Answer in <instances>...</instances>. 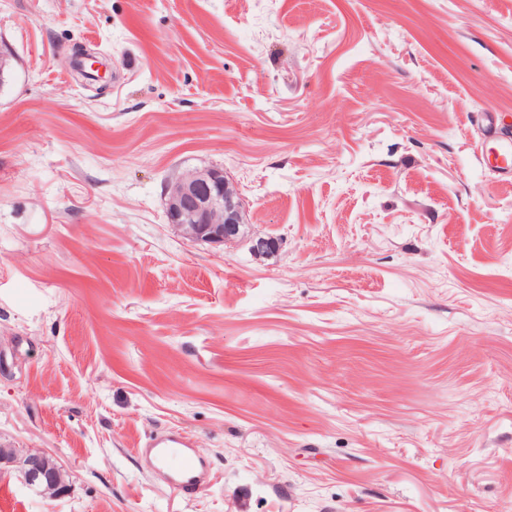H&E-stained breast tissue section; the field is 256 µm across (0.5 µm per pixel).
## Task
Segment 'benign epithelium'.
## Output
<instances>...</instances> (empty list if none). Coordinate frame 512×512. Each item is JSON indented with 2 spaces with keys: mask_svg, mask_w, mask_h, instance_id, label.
I'll return each mask as SVG.
<instances>
[{
  "mask_svg": "<svg viewBox=\"0 0 512 512\" xmlns=\"http://www.w3.org/2000/svg\"><path fill=\"white\" fill-rule=\"evenodd\" d=\"M166 214L169 224L201 244L219 247L243 235V201L220 169L178 177L168 188ZM11 467L24 484L41 488L50 498L70 491L64 466L45 451L0 448V474Z\"/></svg>",
  "mask_w": 512,
  "mask_h": 512,
  "instance_id": "7a95c632",
  "label": "benign epithelium"
}]
</instances>
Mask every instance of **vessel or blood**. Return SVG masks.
Masks as SVG:
<instances>
[{
    "label": "vessel or blood",
    "instance_id": "obj_1",
    "mask_svg": "<svg viewBox=\"0 0 512 512\" xmlns=\"http://www.w3.org/2000/svg\"><path fill=\"white\" fill-rule=\"evenodd\" d=\"M485 138L493 145L495 166L500 175L512 178V136L502 132L497 118H490ZM154 463L163 465L173 485L184 494L192 495L205 484L204 467L193 453L192 441L184 433L171 432L152 440L145 450Z\"/></svg>",
    "mask_w": 512,
    "mask_h": 512
}]
</instances>
